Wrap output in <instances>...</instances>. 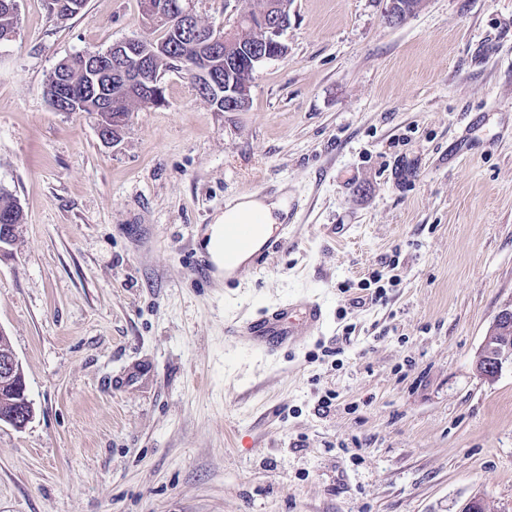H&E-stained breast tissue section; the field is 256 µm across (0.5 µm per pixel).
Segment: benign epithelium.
Returning <instances> with one entry per match:
<instances>
[{
	"label": "benign epithelium",
	"mask_w": 512,
	"mask_h": 512,
	"mask_svg": "<svg viewBox=\"0 0 512 512\" xmlns=\"http://www.w3.org/2000/svg\"><path fill=\"white\" fill-rule=\"evenodd\" d=\"M151 12L153 18L159 21L175 25L182 31H192L195 64L192 65L191 74L204 77L211 90L224 86V98L228 99L224 104V111H235L233 100L249 97L250 85L241 86L231 79L224 82L216 79L210 62V58L217 55L224 40L232 32L217 33L211 27H196L193 0H182L177 8L171 6L168 0H154ZM239 21H244L260 31L261 43L251 46L250 56L252 62L261 64L275 58L273 47L280 42V37L288 26V2L276 0L264 12L253 16L242 12L239 14ZM151 54L152 50L143 47L142 41L138 39L116 42L105 52L93 55L89 77H94L96 71L112 63L127 70L125 93L154 90L158 87L159 80L155 79L149 65L148 57ZM509 331H512V308H506L498 314L485 338L478 362L488 371L485 375L488 380L499 374L506 361H512V336L507 335ZM20 374L22 366L12 349L0 350V407L14 406L21 402L29 404L25 394L26 387L16 385Z\"/></svg>",
	"instance_id": "obj_1"
}]
</instances>
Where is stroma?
Masks as SVG:
<instances>
[{"label":"stroma","mask_w":512,"mask_h":512,"mask_svg":"<svg viewBox=\"0 0 512 512\" xmlns=\"http://www.w3.org/2000/svg\"><path fill=\"white\" fill-rule=\"evenodd\" d=\"M388 4L290 0L245 110L174 66L112 146L45 85L154 38L139 0L63 23L18 0L0 190L24 222L0 330L33 416L0 424V512H512V365L476 368L512 304V0H421L398 26ZM252 192L287 194L288 250L229 284L198 274L203 230ZM302 292L326 322L278 358L226 338Z\"/></svg>","instance_id":"35a3bbf8"}]
</instances>
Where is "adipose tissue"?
<instances>
[{
    "instance_id": "ef3b65f1",
    "label": "adipose tissue",
    "mask_w": 512,
    "mask_h": 512,
    "mask_svg": "<svg viewBox=\"0 0 512 512\" xmlns=\"http://www.w3.org/2000/svg\"><path fill=\"white\" fill-rule=\"evenodd\" d=\"M288 215V198H275L244 193L228 202L205 231L203 246L215 267V278H222L225 265L246 264L251 255L271 234L274 225L284 223ZM228 224H250L254 230L249 244L235 247L224 239Z\"/></svg>"
}]
</instances>
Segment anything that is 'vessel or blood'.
I'll return each mask as SVG.
<instances>
[{
	"label": "vessel or blood",
	"mask_w": 512,
	"mask_h": 512,
	"mask_svg": "<svg viewBox=\"0 0 512 512\" xmlns=\"http://www.w3.org/2000/svg\"><path fill=\"white\" fill-rule=\"evenodd\" d=\"M283 230V225L275 226L260 249L253 253L249 268L259 269L273 254L287 249L288 239ZM324 321L322 301L303 294L262 309L255 317L232 322L225 327L224 333L237 343L271 356L295 346L302 337L318 332Z\"/></svg>",
	"instance_id": "obj_1"
}]
</instances>
